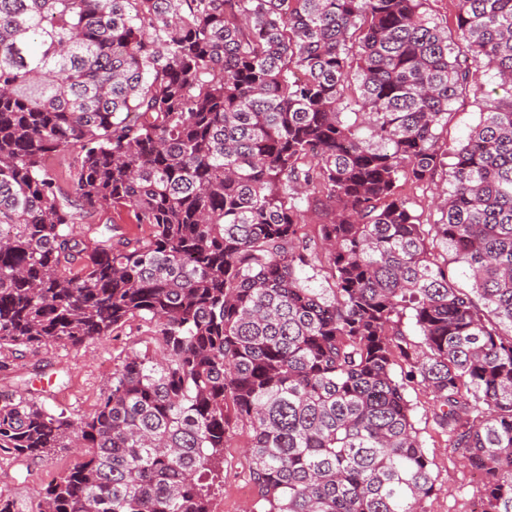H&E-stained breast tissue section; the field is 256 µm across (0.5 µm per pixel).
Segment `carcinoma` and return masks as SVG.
I'll return each instance as SVG.
<instances>
[{
	"mask_svg": "<svg viewBox=\"0 0 512 512\" xmlns=\"http://www.w3.org/2000/svg\"><path fill=\"white\" fill-rule=\"evenodd\" d=\"M426 2L0 0V349L135 320L159 345L88 416L0 391V451L84 449L30 512H213L239 429L248 512H426L415 386L480 512H512V0H460L455 38ZM445 165L425 224L400 187ZM127 206L149 235L73 232ZM449 116L448 128L442 134L441 141L453 144L463 141L472 127L479 122V109L473 104V99L456 102ZM75 153L72 150L59 151L49 161V171L58 180L59 184L66 187L69 182V174L73 165Z\"/></svg>",
	"mask_w": 512,
	"mask_h": 512,
	"instance_id": "1",
	"label": "carcinoma"
}]
</instances>
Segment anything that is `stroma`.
<instances>
[{
  "label": "stroma",
  "mask_w": 512,
  "mask_h": 512,
  "mask_svg": "<svg viewBox=\"0 0 512 512\" xmlns=\"http://www.w3.org/2000/svg\"><path fill=\"white\" fill-rule=\"evenodd\" d=\"M147 326L134 323L116 337L93 338L77 348L47 345L20 357L0 350V391L32 381L39 399L53 413H93L113 367L131 350L145 349ZM413 420L424 441L438 477L436 490L427 500V512H473L482 493L479 475L465 467L447 436L435 429L428 399L411 389ZM245 433L231 436L224 449V485L213 498L214 512H242L251 499L248 492V459L242 449ZM80 461L75 450L56 449L42 459L21 461L0 451V495L16 502L26 512L30 502L53 478Z\"/></svg>",
  "instance_id": "obj_1"
}]
</instances>
